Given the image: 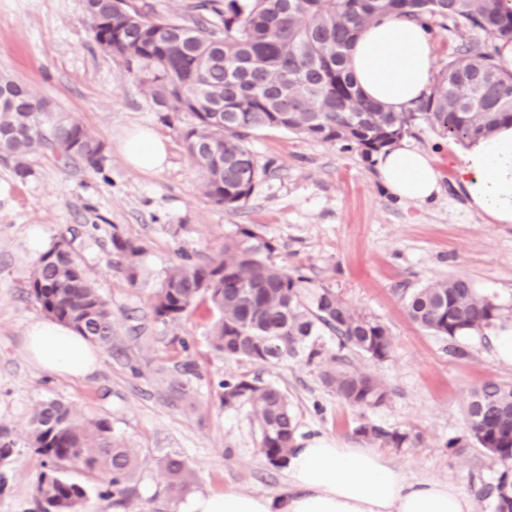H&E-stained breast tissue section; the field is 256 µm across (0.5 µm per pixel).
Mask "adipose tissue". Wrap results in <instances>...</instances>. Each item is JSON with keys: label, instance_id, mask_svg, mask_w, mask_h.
I'll return each mask as SVG.
<instances>
[{"label": "adipose tissue", "instance_id": "ef3b65f1", "mask_svg": "<svg viewBox=\"0 0 512 512\" xmlns=\"http://www.w3.org/2000/svg\"><path fill=\"white\" fill-rule=\"evenodd\" d=\"M435 56L426 29L389 16L366 26L349 54L354 81L363 95L389 112H406L429 91ZM123 152L141 171L163 168L165 141L154 131L128 135ZM379 176L395 197L419 204L439 191L431 157L406 141L380 153ZM454 182L469 207L493 224H512V126L487 140L469 143L455 155ZM31 357L52 373L82 376L98 356L88 339L52 321L27 331ZM178 512H474L471 495L431 480H413L384 455L327 439L297 445L288 458V487L275 493H194Z\"/></svg>", "mask_w": 512, "mask_h": 512}]
</instances>
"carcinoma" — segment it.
I'll use <instances>...</instances> for the list:
<instances>
[{"instance_id": "1", "label": "carcinoma", "mask_w": 512, "mask_h": 512, "mask_svg": "<svg viewBox=\"0 0 512 512\" xmlns=\"http://www.w3.org/2000/svg\"><path fill=\"white\" fill-rule=\"evenodd\" d=\"M503 0H192L185 14L153 18L131 0H81L96 43L112 46V58L138 78L153 102L167 106L182 130L185 149L202 173L201 188L215 204L237 210L250 198L259 168L246 146L254 132L279 129L369 160L412 134L415 121L439 127L465 143L490 137L512 123V69L484 48H464L439 71L429 94L409 112H387L365 98L349 69L348 50L370 23L389 15L424 21L463 22L490 39L512 42V8ZM49 151L99 171L104 145L78 119L15 79L0 75V157L26 176L24 159ZM130 282L137 278L140 248L113 239ZM275 246L255 224H239L217 257L187 259L172 267L151 297L154 320H181L199 303L212 316L209 342L227 358L253 365L303 356L323 367L325 385L349 406L372 409L389 392L371 373L336 366L322 334L339 349L386 360L388 328L356 312L340 294L317 285L300 270L271 261ZM29 294L54 320L91 342L112 349V310L86 277L66 238L35 263ZM409 318L450 341L502 327L500 306L480 296L463 277L402 290ZM226 407L245 406L257 424L260 446L275 469L287 466L299 428L288 394L278 385L243 374L220 384ZM466 438L448 439L456 456L476 447L500 468L496 483L481 487L494 512H512V386L489 381L470 395ZM354 433L387 448H413L421 432L360 422ZM27 444L42 457L35 489L40 512H84L85 486L65 478L71 465L99 471L105 494L130 500L128 479L137 465L133 449L112 433L105 418L81 419L57 400L33 411ZM162 467L168 490L189 489L183 460Z\"/></svg>"}]
</instances>
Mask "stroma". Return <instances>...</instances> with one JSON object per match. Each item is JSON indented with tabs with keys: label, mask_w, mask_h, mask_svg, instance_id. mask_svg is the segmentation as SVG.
Here are the masks:
<instances>
[{
	"label": "stroma",
	"mask_w": 512,
	"mask_h": 512,
	"mask_svg": "<svg viewBox=\"0 0 512 512\" xmlns=\"http://www.w3.org/2000/svg\"><path fill=\"white\" fill-rule=\"evenodd\" d=\"M429 28L439 68L458 49L489 43L484 32L448 21L432 19ZM0 73L54 100L105 146L99 172L37 153L20 177L0 160V433L16 444L0 460V512H39L35 478L42 460L26 437L33 409L50 399L107 419L138 457L136 494L127 506L99 498V475L66 470L89 490L86 512H177L160 466L169 456L185 462L194 492L286 488L285 470L263 457L247 408L219 400V381L244 373L287 391L298 441L326 437L363 446L354 428L365 417L423 433L418 447L386 451L412 478L472 494L496 481L498 470L481 449L457 457L447 442L466 434V402L476 388L489 380L512 385V360L500 356L490 329L457 339L463 353L452 355V343L419 328L400 300L403 289L461 276L512 320V224L489 223L469 208L454 186L440 129L421 122L410 138L440 175V191L426 204L392 196L375 164L357 153L283 130L254 132L248 146L260 176L246 206L233 211L203 194L181 122L168 120L97 45L80 0H0ZM137 128L166 140L164 170L143 172L125 159L122 142ZM239 224L260 227L276 247L277 264L301 269L388 328V360L352 352L345 360L347 368L386 384L385 405L363 412L342 404L323 385L320 366L300 356L265 366L224 358L209 343L205 307L173 324L154 321L150 296L166 272L184 258L218 254ZM35 228L47 246L70 239L112 310V347L99 349L97 367L86 376L49 373L26 351L29 325L46 317L28 293L39 256L30 241ZM116 236L141 250L137 283H129L118 262Z\"/></svg>",
	"instance_id": "1"
}]
</instances>
